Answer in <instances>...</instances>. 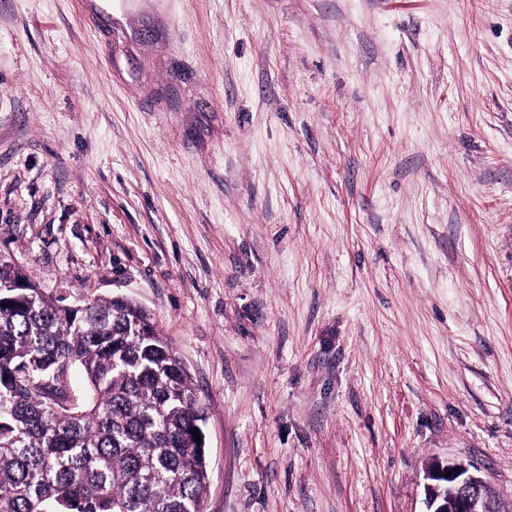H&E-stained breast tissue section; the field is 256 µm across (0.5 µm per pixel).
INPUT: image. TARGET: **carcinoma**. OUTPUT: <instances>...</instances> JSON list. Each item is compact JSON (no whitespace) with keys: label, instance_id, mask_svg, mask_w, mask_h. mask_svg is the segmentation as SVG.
<instances>
[{"label":"carcinoma","instance_id":"carcinoma-1","mask_svg":"<svg viewBox=\"0 0 512 512\" xmlns=\"http://www.w3.org/2000/svg\"><path fill=\"white\" fill-rule=\"evenodd\" d=\"M24 281L0 258V512H203L204 410L149 312L123 297L73 312L10 288Z\"/></svg>","mask_w":512,"mask_h":512}]
</instances>
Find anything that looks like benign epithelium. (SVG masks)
Here are the masks:
<instances>
[{
  "mask_svg": "<svg viewBox=\"0 0 512 512\" xmlns=\"http://www.w3.org/2000/svg\"><path fill=\"white\" fill-rule=\"evenodd\" d=\"M426 480V512H501L491 483L465 463H436Z\"/></svg>",
  "mask_w": 512,
  "mask_h": 512,
  "instance_id": "1",
  "label": "benign epithelium"
}]
</instances>
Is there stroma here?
<instances>
[{"label":"stroma","mask_w":512,"mask_h":512,"mask_svg":"<svg viewBox=\"0 0 512 512\" xmlns=\"http://www.w3.org/2000/svg\"><path fill=\"white\" fill-rule=\"evenodd\" d=\"M0 256L151 312L204 512L512 510V0H0ZM447 471H451L450 476H445ZM426 480V512H505L491 483L465 463H436L428 470Z\"/></svg>","instance_id":"stroma-1"}]
</instances>
